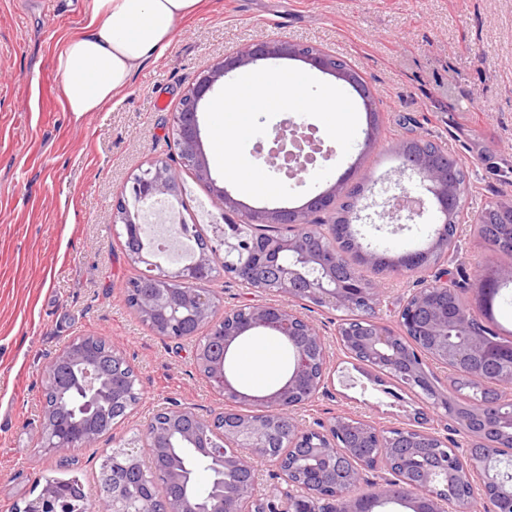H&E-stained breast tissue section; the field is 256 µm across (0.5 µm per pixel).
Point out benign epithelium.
I'll list each match as a JSON object with an SVG mask.
<instances>
[{
    "instance_id": "benign-epithelium-1",
    "label": "benign epithelium",
    "mask_w": 512,
    "mask_h": 512,
    "mask_svg": "<svg viewBox=\"0 0 512 512\" xmlns=\"http://www.w3.org/2000/svg\"><path fill=\"white\" fill-rule=\"evenodd\" d=\"M298 59L349 85L371 111L373 94L359 83L352 69L339 63V57L320 48L285 39H262L224 55L198 73L179 100L174 112L173 140L184 168L208 187L214 203L224 211H238L241 203L213 179L200 136L201 102L232 71L268 59ZM416 138H404L393 145L402 157V168L424 190L426 200L407 207L394 206L389 219L412 220L431 208L435 213L433 234L426 247L413 251H394L390 256L392 273L417 271L435 266L448 258L446 242L449 224L462 220L458 206V165L452 159H439L424 147H415ZM351 186L344 179L327 184L301 207L258 208L246 221L229 224L224 231V257L211 247L191 263L166 269L154 260L151 250L140 247L127 252L139 270L136 281L149 285L138 299L137 314L158 336L180 338L181 318L176 310L189 311L196 330L208 341L198 342L195 364L199 372L222 382L224 411L202 419L190 409L173 404L153 417L141 433L114 448L104 459L102 480L105 493L96 512H149L150 501L131 497L115 474L119 467L139 471L141 453L150 451L153 463L160 466L171 488L182 487L186 469L168 462L170 437L177 433L200 452L211 465L234 477L231 489H218L217 500L224 501V512H375L381 500L374 494H361L370 487L396 485L403 489L411 512H474V504H484L486 512H501L499 494L505 487L504 464L512 463V353L487 336L470 333V309L457 287L448 282V271L434 276L428 284L406 297L393 329L376 318L381 304L380 289L347 271V252L338 245L325 251L306 245V235L288 238L250 237L252 217L260 215L263 224L306 226L312 216L325 211L336 199L351 197L357 210L365 184ZM180 180L164 159H153L134 175L128 191L117 196L113 208L114 224L130 231L139 223L138 209L155 200L178 198ZM497 223L506 225L512 236V199L493 203ZM248 254L251 271L244 275L231 258ZM245 287L269 296L260 303L221 309L213 292L205 287L216 265ZM183 285L173 293L170 284ZM331 308L345 313L336 325V342L349 357L363 362L373 371L390 374L408 388H426L432 373L427 361L448 366L467 377H479L481 390L498 395L495 413L488 419L472 410L457 411L448 395H428L435 406L445 409L449 419L439 428L389 427L349 414L305 424L293 416L320 397L331 394L330 356L322 330L295 308ZM255 330H267L286 341L292 364L288 376L261 395L241 391L227 371L228 356L242 337ZM95 336H78L55 357V368L47 378L56 379L52 393L59 396L70 388L88 394L82 408L84 429L76 439L53 437L52 407H46L41 445L47 452L72 453L91 448L107 434L100 420V400L117 391L113 378L83 370L68 379L56 367L68 363L79 366L90 351L101 345ZM455 434L467 437L462 445ZM419 436L431 442L434 456L418 461L420 447L412 443ZM265 457L276 466V482L260 490L252 459ZM59 497V488L46 485L38 498L26 503L23 512H49ZM164 512H206L199 503L185 496L165 502Z\"/></svg>"
}]
</instances>
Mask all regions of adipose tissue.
I'll use <instances>...</instances> for the list:
<instances>
[{"label":"adipose tissue","instance_id":"obj_1","mask_svg":"<svg viewBox=\"0 0 512 512\" xmlns=\"http://www.w3.org/2000/svg\"><path fill=\"white\" fill-rule=\"evenodd\" d=\"M203 0H91L92 21L56 57L67 109L99 112L132 77L171 46L179 21L197 15ZM242 377L259 385L283 371L273 343L248 340L235 352Z\"/></svg>","mask_w":512,"mask_h":512}]
</instances>
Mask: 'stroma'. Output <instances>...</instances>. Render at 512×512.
I'll use <instances>...</instances> for the list:
<instances>
[{"instance_id":"stroma-1","label":"stroma","mask_w":512,"mask_h":512,"mask_svg":"<svg viewBox=\"0 0 512 512\" xmlns=\"http://www.w3.org/2000/svg\"><path fill=\"white\" fill-rule=\"evenodd\" d=\"M91 20L89 0H0V512L38 496L46 480L71 476L97 493L100 464L116 439H130L171 403L203 418L224 398L194 366L195 342L163 338L126 301L138 268L128 259L124 230L113 224L117 195L146 161L179 160L172 114L197 72L259 38L291 39L342 56L371 88L379 113L375 147L342 151L312 117L283 112L314 134L330 158H318L316 182L284 179L301 206L327 182L359 183L374 171L370 220L354 224L364 249H420L427 217L390 222L387 202L399 180L392 146L416 134L441 146L466 174L461 206L475 214L512 197V0H206L196 18L179 22L177 37L149 62L105 111L74 119L67 112L55 57ZM172 209L218 244L240 212L223 213L188 170ZM457 254L447 268L457 281L473 279L512 256L486 251L471 223L457 229ZM338 311L309 317L323 331L336 367L333 395L300 410L301 421L349 413L384 427L405 426L425 413L410 390L374 379L336 344ZM97 335L123 350L134 367L141 400L96 447L74 454L43 451L46 369L73 337Z\"/></svg>"}]
</instances>
